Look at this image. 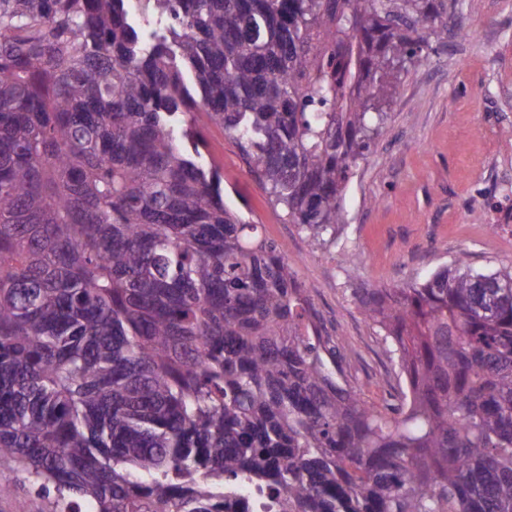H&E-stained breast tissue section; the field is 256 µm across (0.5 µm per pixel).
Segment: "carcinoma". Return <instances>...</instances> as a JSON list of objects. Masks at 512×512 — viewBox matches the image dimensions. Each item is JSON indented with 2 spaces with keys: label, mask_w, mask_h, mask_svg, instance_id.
Returning a JSON list of instances; mask_svg holds the SVG:
<instances>
[{
  "label": "carcinoma",
  "mask_w": 512,
  "mask_h": 512,
  "mask_svg": "<svg viewBox=\"0 0 512 512\" xmlns=\"http://www.w3.org/2000/svg\"><path fill=\"white\" fill-rule=\"evenodd\" d=\"M443 21L448 0H0V458L53 512H512V267L353 290L397 367L376 404L193 120L333 244Z\"/></svg>",
  "instance_id": "obj_1"
}]
</instances>
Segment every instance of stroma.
Here are the masks:
<instances>
[{"label":"stroma","mask_w":512,"mask_h":512,"mask_svg":"<svg viewBox=\"0 0 512 512\" xmlns=\"http://www.w3.org/2000/svg\"><path fill=\"white\" fill-rule=\"evenodd\" d=\"M389 115L346 185L344 224L328 246L288 223L234 140L194 115L226 203L287 250L345 377L375 402L391 365L354 289L404 284L463 251L478 266H512V0H456L443 45L404 76ZM51 508L0 460V512Z\"/></svg>","instance_id":"obj_1"}]
</instances>
